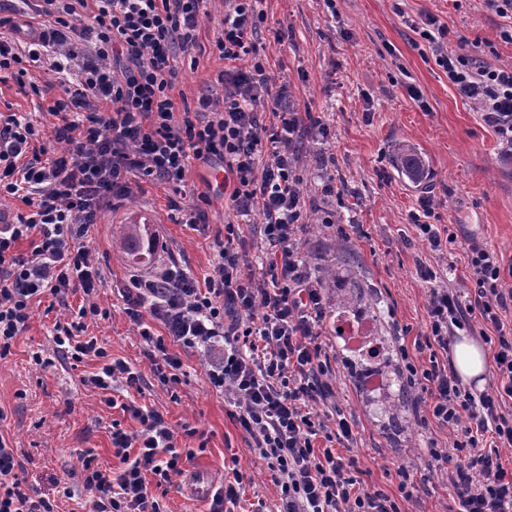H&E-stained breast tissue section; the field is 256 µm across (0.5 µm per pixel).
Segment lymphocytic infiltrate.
I'll use <instances>...</instances> for the list:
<instances>
[{"label": "lymphocytic infiltrate", "instance_id": "1", "mask_svg": "<svg viewBox=\"0 0 512 512\" xmlns=\"http://www.w3.org/2000/svg\"><path fill=\"white\" fill-rule=\"evenodd\" d=\"M0 15V71L19 87L42 95L32 69L56 76L61 91L49 111L61 149L47 160L28 159L42 137L40 125L0 113V201L25 205L13 224L0 225V358L23 332L35 297L81 291L77 320L55 326V343L74 360L102 359L85 386L111 390L117 380L140 389L125 363L107 359L84 338L87 316H105L96 302L101 270L83 243L104 211H117L134 190L163 186L171 210L192 225L209 221L212 198L202 191L188 205L179 197L193 163L217 162L233 221L218 240L217 262L204 280L170 262L135 273L123 294L125 313L161 359V379L178 384L181 360L171 345H222L208 373L238 424L252 440L280 489L279 512H409L416 487L402 473L399 497L364 489L350 450L356 422L341 412L332 386L330 356L320 340L328 313L323 279L304 260L311 214L304 197L305 141L324 129L318 113L274 87L259 49L264 12L258 0H224L222 27L212 49L224 61L213 84L195 101L177 96V58L199 48L204 0H22ZM456 93L480 112L499 150L512 157V66H492L450 41L447 25L429 17L412 23ZM258 216L267 246L262 276L244 258L242 217ZM432 197L420 198L409 220L439 261H447L457 235L434 223ZM27 252H19L20 242ZM416 272L431 282L428 330L400 345L406 377L429 418L452 429L451 446L431 445L430 466L455 493L460 512H512V261L487 244L466 250L468 294L438 285L423 260ZM161 333H154L153 325ZM466 329L488 345L491 379L474 391L463 384L448 353ZM322 405L336 415L327 426L312 414ZM138 421L134 434L115 430L118 475L85 462L83 484L95 512H161L157 491L182 476L183 453L158 411L126 407ZM324 437L326 447L315 445ZM16 448L0 436V512H56L27 482Z\"/></svg>", "mask_w": 512, "mask_h": 512}]
</instances>
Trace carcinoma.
I'll list each match as a JSON object with an SVG mask.
<instances>
[{"mask_svg": "<svg viewBox=\"0 0 512 512\" xmlns=\"http://www.w3.org/2000/svg\"><path fill=\"white\" fill-rule=\"evenodd\" d=\"M392 162L397 174L413 183L423 177L421 169L425 168V162L406 143L396 142L392 145ZM146 242L147 231L136 226L128 236L125 246L132 257L141 259L144 256ZM372 340L381 345L380 366L390 375L394 386L393 392L381 402L380 423L385 428L408 433L413 425L414 396L398 362L397 350L390 345L385 336H374Z\"/></svg>", "mask_w": 512, "mask_h": 512, "instance_id": "1", "label": "carcinoma"}]
</instances>
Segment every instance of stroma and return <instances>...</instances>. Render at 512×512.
Returning <instances> with one entry per match:
<instances>
[{
  "label": "stroma",
  "instance_id": "35a3bbf8",
  "mask_svg": "<svg viewBox=\"0 0 512 512\" xmlns=\"http://www.w3.org/2000/svg\"><path fill=\"white\" fill-rule=\"evenodd\" d=\"M266 20L261 33L276 83L287 84L296 103L322 113L326 133H312L308 163L320 156L336 160L339 196L327 197L312 185V225L307 262L313 273L336 265L346 293L356 296L357 310H331L321 332L335 374L333 389L345 411L357 423L352 450L365 488L396 493L397 469L407 465L419 489L415 512H454L452 488L441 483L423 453L431 443L445 446L453 434L415 420L410 439L388 438L380 429L378 401L359 383L342 360L341 332L399 338L426 329L429 285L416 273L415 255L426 254L408 222L421 196H432L442 224L454 225L458 240L451 255L455 269L448 279L467 291L465 251L470 238L512 256V162L498 153L493 131L448 83V76L430 50L417 48L409 20L432 16L448 24L451 37L467 40L472 54L485 62L512 65V43L499 39L503 23L485 0H263ZM284 29V44H274L272 32ZM181 87L188 98L207 88L223 60L209 53L197 65L178 63ZM401 140L427 161L430 176L414 188L392 169L388 149ZM151 217L150 258L134 261L118 243L129 211ZM339 212L344 224L363 225L361 240L339 237L323 223L327 212ZM223 198H215L206 226L192 227L168 206L161 186L134 193L124 208L104 211L84 244L102 270L98 304L108 309L104 319L87 320V336L112 358L124 360L143 378L141 391L114 383L110 392L83 385L96 370V358L64 359L54 343L56 321H67L83 303L82 292L65 301L44 296L10 354L0 359V435L18 448L28 482L54 498L57 512H91L93 497L82 483L84 456L95 457L106 470L119 468L112 454L113 429L128 432L140 425L124 404L133 402L163 414L177 434L180 447L192 449L187 473L206 469L212 484L224 481L234 466L246 479L241 512H276L279 489L257 450L231 415L223 394L209 386V357L200 348L171 346L182 368L176 389L164 386L124 311L122 293L131 274L150 272L161 262L177 261L196 279L210 272L217 258L214 239L232 220ZM194 435H186L184 427Z\"/></svg>",
  "mask_w": 512,
  "mask_h": 512
}]
</instances>
